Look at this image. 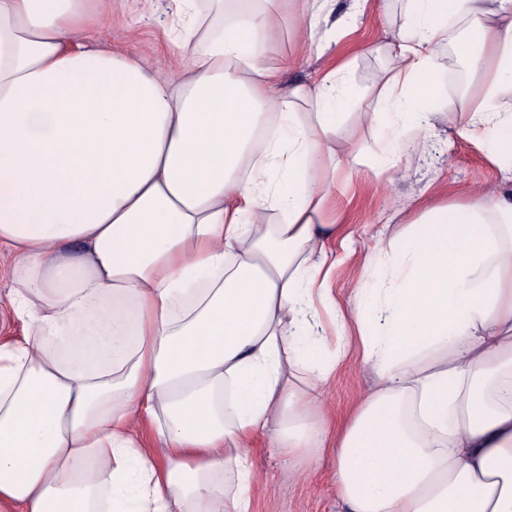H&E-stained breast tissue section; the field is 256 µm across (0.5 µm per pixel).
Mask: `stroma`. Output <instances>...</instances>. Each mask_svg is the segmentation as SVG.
<instances>
[{
	"label": "stroma",
	"instance_id": "obj_1",
	"mask_svg": "<svg viewBox=\"0 0 512 512\" xmlns=\"http://www.w3.org/2000/svg\"><path fill=\"white\" fill-rule=\"evenodd\" d=\"M174 5L172 0H112V13L99 30L88 33L83 44L96 51L114 52L148 63L161 73L175 72L177 53L168 41ZM402 0H391L386 16L366 9L356 15L350 34L340 40L339 49L351 50L349 81L355 92L371 86L387 58L379 49L383 31L401 21ZM445 113L434 130L399 132L402 142L421 144L419 155L402 154L398 167L381 171L383 131L377 122L361 121L350 114L345 136L352 154H338L336 170L330 173L331 195L341 230L326 249L335 267L329 286L339 306H347L358 288H378L384 281L381 242L401 231L429 203L463 202L480 188L511 190L512 171L504 170L488 157L482 144L456 136L455 131L469 119L470 105L465 89L442 85ZM12 257L0 255V345L23 335L10 295ZM329 336L330 349L345 347L346 356L331 377L327 393L337 416H344L353 403L375 383L371 368L362 365L348 332L327 313H320ZM251 461L260 483L252 497L250 512H345L336 496V461L333 453L305 466L296 484L286 482L292 463L257 437Z\"/></svg>",
	"mask_w": 512,
	"mask_h": 512
}]
</instances>
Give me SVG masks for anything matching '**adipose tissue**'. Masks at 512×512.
I'll use <instances>...</instances> for the list:
<instances>
[{
	"label": "adipose tissue",
	"mask_w": 512,
	"mask_h": 512,
	"mask_svg": "<svg viewBox=\"0 0 512 512\" xmlns=\"http://www.w3.org/2000/svg\"><path fill=\"white\" fill-rule=\"evenodd\" d=\"M173 2L175 78L77 49L112 0H0V247L27 321L0 345V512H96L100 470L107 512H250L262 434L333 450L348 512H512V194L430 205L381 246L389 286L337 309L322 169L350 65L284 90L266 63L275 28L312 45L334 0H214L220 24ZM452 18L459 133L512 170V0H404L376 115L433 126ZM321 306L379 378L337 430Z\"/></svg>",
	"instance_id": "adipose-tissue-1"
}]
</instances>
